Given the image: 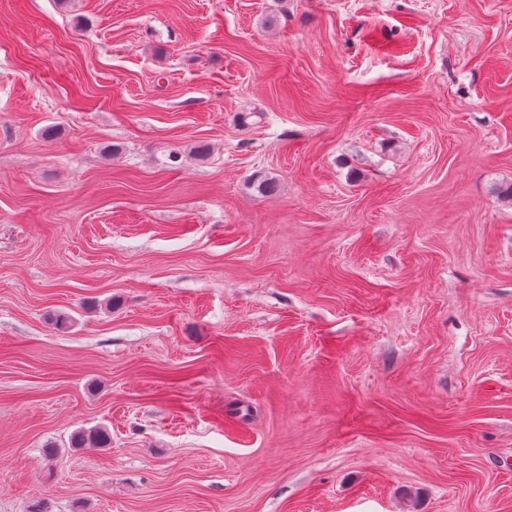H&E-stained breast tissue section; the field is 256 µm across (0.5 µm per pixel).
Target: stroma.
Masks as SVG:
<instances>
[{"label": "stroma", "mask_w": 512, "mask_h": 512, "mask_svg": "<svg viewBox=\"0 0 512 512\" xmlns=\"http://www.w3.org/2000/svg\"><path fill=\"white\" fill-rule=\"evenodd\" d=\"M511 185L512 0H0V512H512ZM109 441L108 432L104 428L90 431H77L71 436L74 448H104Z\"/></svg>", "instance_id": "stroma-1"}]
</instances>
